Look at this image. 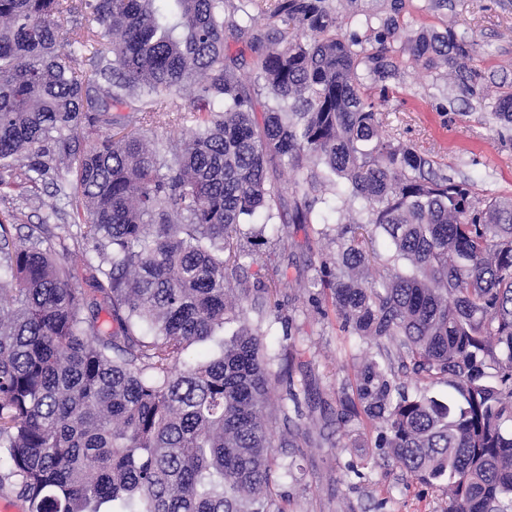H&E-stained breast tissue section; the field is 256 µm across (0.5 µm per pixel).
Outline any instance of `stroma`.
Segmentation results:
<instances>
[{"mask_svg":"<svg viewBox=\"0 0 512 512\" xmlns=\"http://www.w3.org/2000/svg\"><path fill=\"white\" fill-rule=\"evenodd\" d=\"M405 3L397 14L392 0H358L359 16L342 14L339 29L343 36L358 33L361 49L369 52L376 43L361 15L396 20L398 37L385 80L387 132L426 151L435 170L472 183L479 196H512V126L494 118L490 100L497 92L512 90V0H444L440 8L432 0ZM447 28L474 41L469 65L479 73L480 84L487 86L489 99L456 86L447 68L421 69L406 50L408 34ZM13 180L9 197L0 199V210L16 211L23 226L40 223L39 201L51 192L50 182L31 184L20 169ZM284 233L287 249L260 246L248 271L255 282L280 278L283 312L292 319L291 336L283 338L276 323L267 328L263 342L275 361L282 343L290 342L294 379L310 389L318 405L309 427L314 447L275 450L278 461L292 468L291 476L277 481L278 512H445L441 492L418 484L383 460L367 465L362 477H346V465L363 451L338 447L332 421L339 408L336 392L351 374L352 359L361 354L362 346L358 340H344L337 326L323 322L295 287L311 257L306 246L313 235L311 225L289 224Z\"/></svg>","mask_w":512,"mask_h":512,"instance_id":"obj_1","label":"stroma"}]
</instances>
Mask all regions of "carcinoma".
Returning a JSON list of instances; mask_svg holds the SVG:
<instances>
[{
	"mask_svg": "<svg viewBox=\"0 0 512 512\" xmlns=\"http://www.w3.org/2000/svg\"><path fill=\"white\" fill-rule=\"evenodd\" d=\"M339 18L332 0H0V187L17 167L65 174L27 234L0 212V489L27 512H273V426L300 448L314 406L288 344L272 369L247 316L291 335L280 280L250 285L242 259L286 245L264 236L286 216L327 223L328 186L336 235L316 231L295 287L375 348L337 392L336 431L358 421L446 512H512V198L425 171L386 133V89L362 80L388 77L396 22L365 19V54ZM264 20L282 28L254 38L259 113L226 32ZM407 44L477 92L465 37ZM191 83L192 135L156 138ZM493 110L512 124V92ZM231 322L219 355L184 359Z\"/></svg>",
	"mask_w": 512,
	"mask_h": 512,
	"instance_id": "1",
	"label": "carcinoma"
}]
</instances>
